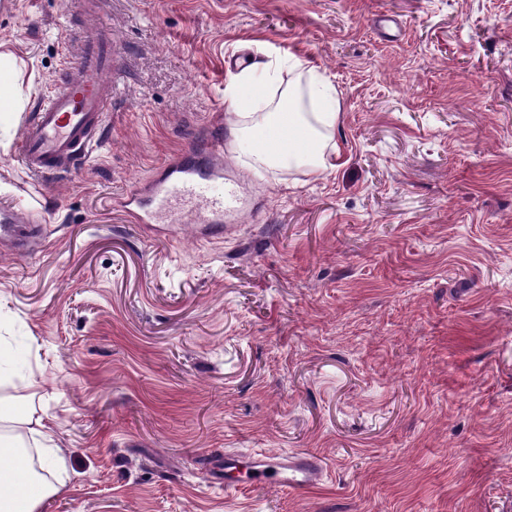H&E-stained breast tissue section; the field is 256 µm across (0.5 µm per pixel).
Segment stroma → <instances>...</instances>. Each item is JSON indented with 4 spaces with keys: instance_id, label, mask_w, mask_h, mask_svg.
I'll return each instance as SVG.
<instances>
[{
    "instance_id": "obj_1",
    "label": "stroma",
    "mask_w": 512,
    "mask_h": 512,
    "mask_svg": "<svg viewBox=\"0 0 512 512\" xmlns=\"http://www.w3.org/2000/svg\"><path fill=\"white\" fill-rule=\"evenodd\" d=\"M14 0L0 344L41 380L66 485L40 512H512V0ZM112 32L108 138L82 169L14 159L92 17ZM330 78L341 164L232 151L230 57ZM223 132L248 209L222 235L116 201ZM308 453L327 477L224 485V453ZM31 221L12 207L0 208V238L9 239L18 248H24L32 237Z\"/></svg>"
}]
</instances>
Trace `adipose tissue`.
Instances as JSON below:
<instances>
[{
	"label": "adipose tissue",
	"instance_id": "ef3b65f1",
	"mask_svg": "<svg viewBox=\"0 0 512 512\" xmlns=\"http://www.w3.org/2000/svg\"><path fill=\"white\" fill-rule=\"evenodd\" d=\"M286 78L267 63H254L232 75L224 87L227 114L238 118L235 142L255 166H288L314 176L333 168L340 150L333 140L339 103L331 81L305 59L280 57ZM16 453L9 468H0V512H39L41 504L59 494L62 483L44 478L53 466L47 448L54 445L51 426L29 403L24 387L13 386L0 396V443ZM43 448L31 461L27 443Z\"/></svg>",
	"mask_w": 512,
	"mask_h": 512
}]
</instances>
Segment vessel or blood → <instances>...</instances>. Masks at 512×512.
I'll return each instance as SVG.
<instances>
[{
    "instance_id": "vessel-or-blood-1",
    "label": "vessel or blood",
    "mask_w": 512,
    "mask_h": 512,
    "mask_svg": "<svg viewBox=\"0 0 512 512\" xmlns=\"http://www.w3.org/2000/svg\"><path fill=\"white\" fill-rule=\"evenodd\" d=\"M113 48L106 33L88 29L76 59L40 101L21 129L16 157L28 174L60 175L82 167L101 144L112 110ZM118 205L134 224H223L238 217L244 202L237 182L224 179V139L203 150L189 149L163 165L148 184L130 190ZM33 227L14 208H0V238L25 247ZM323 461L307 454L224 455L228 486L267 485L302 490L322 481Z\"/></svg>"
}]
</instances>
